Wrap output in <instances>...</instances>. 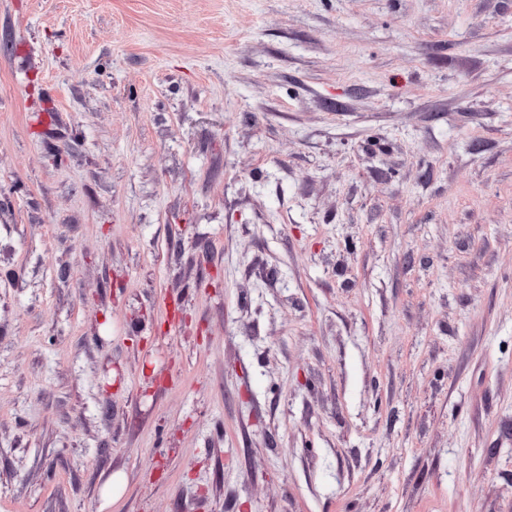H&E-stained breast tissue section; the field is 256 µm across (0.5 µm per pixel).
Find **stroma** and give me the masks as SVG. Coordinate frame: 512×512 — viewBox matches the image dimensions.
Returning <instances> with one entry per match:
<instances>
[{"label": "stroma", "mask_w": 512, "mask_h": 512, "mask_svg": "<svg viewBox=\"0 0 512 512\" xmlns=\"http://www.w3.org/2000/svg\"><path fill=\"white\" fill-rule=\"evenodd\" d=\"M0 512H512V0H0Z\"/></svg>", "instance_id": "obj_1"}]
</instances>
